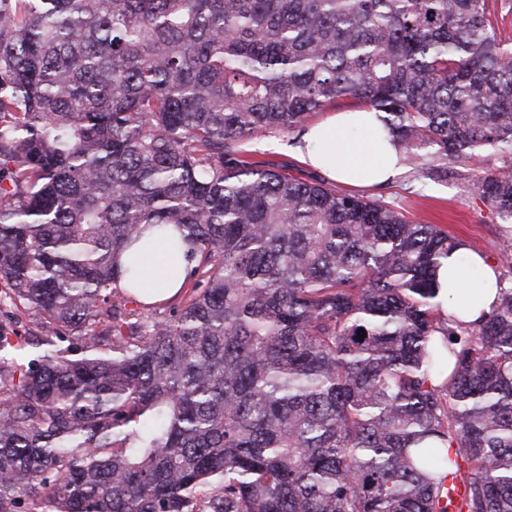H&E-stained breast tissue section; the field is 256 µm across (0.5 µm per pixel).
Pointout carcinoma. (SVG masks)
Masks as SVG:
<instances>
[{
	"mask_svg": "<svg viewBox=\"0 0 512 512\" xmlns=\"http://www.w3.org/2000/svg\"><path fill=\"white\" fill-rule=\"evenodd\" d=\"M344 99L409 163L512 151V41L487 0H0V512H512V284L447 314L463 241L242 149ZM138 241L189 246L165 317Z\"/></svg>",
	"mask_w": 512,
	"mask_h": 512,
	"instance_id": "carcinoma-1",
	"label": "carcinoma"
}]
</instances>
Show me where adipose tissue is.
Wrapping results in <instances>:
<instances>
[{
	"mask_svg": "<svg viewBox=\"0 0 512 512\" xmlns=\"http://www.w3.org/2000/svg\"><path fill=\"white\" fill-rule=\"evenodd\" d=\"M350 133L355 136L352 148L336 154L333 142ZM298 152L303 163L346 184L386 183L395 179L403 168L399 144L372 109L337 112L310 125ZM187 268L188 263L183 259L172 268L152 262L151 277L138 294L140 301L159 303L175 297Z\"/></svg>",
	"mask_w": 512,
	"mask_h": 512,
	"instance_id": "1",
	"label": "adipose tissue"
}]
</instances>
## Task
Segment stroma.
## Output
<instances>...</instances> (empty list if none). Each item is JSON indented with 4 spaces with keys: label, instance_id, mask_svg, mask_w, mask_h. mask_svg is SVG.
<instances>
[{
    "label": "stroma",
    "instance_id": "1",
    "mask_svg": "<svg viewBox=\"0 0 512 512\" xmlns=\"http://www.w3.org/2000/svg\"><path fill=\"white\" fill-rule=\"evenodd\" d=\"M302 133L299 127L276 130L261 140L247 142L245 149L251 157L287 165L289 174L298 178L325 183L339 193L350 190L299 161L295 147ZM491 174L512 175V151L488 149L476 159L446 167L427 157L420 166H404L392 183L360 185L352 190L368 199L392 204L410 219L440 225L511 281L512 246L507 240L512 237V225L473 192L474 183Z\"/></svg>",
    "mask_w": 512,
    "mask_h": 512
}]
</instances>
